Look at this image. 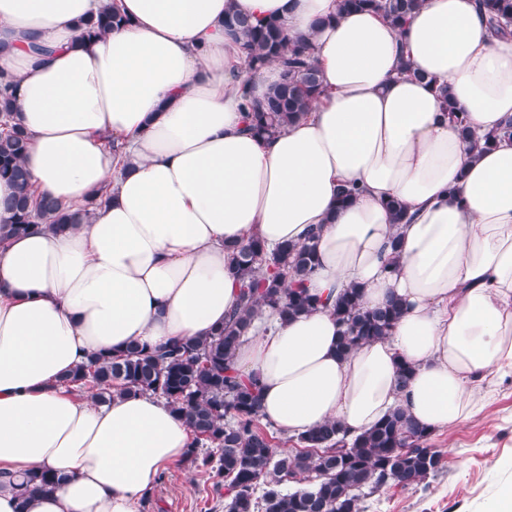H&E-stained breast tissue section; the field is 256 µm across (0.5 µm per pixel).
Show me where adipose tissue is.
I'll return each instance as SVG.
<instances>
[{
  "label": "adipose tissue",
  "instance_id": "ef3b65f1",
  "mask_svg": "<svg viewBox=\"0 0 512 512\" xmlns=\"http://www.w3.org/2000/svg\"><path fill=\"white\" fill-rule=\"evenodd\" d=\"M113 1L126 24L78 40ZM339 3L0 0V76L33 188L87 212L0 244V512H138L191 430L163 399L100 403L67 377L132 342L208 336L238 303L233 247L253 237L317 238L320 307L273 319L235 356L283 432L336 420L354 437L396 409L449 431L477 414L488 376H512V140L470 148L446 109L478 139L512 117V38L489 33L478 0H424L399 30ZM229 10L279 18L320 67L307 115L264 137L240 90L263 98L282 71L247 76ZM344 182L361 192L341 209ZM353 285L365 307L394 294L403 312L342 357L332 306ZM34 470L59 484L22 495Z\"/></svg>",
  "mask_w": 512,
  "mask_h": 512
}]
</instances>
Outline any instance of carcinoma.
I'll use <instances>...</instances> for the list:
<instances>
[{"label": "carcinoma", "instance_id": "cac0c4a2", "mask_svg": "<svg viewBox=\"0 0 512 512\" xmlns=\"http://www.w3.org/2000/svg\"><path fill=\"white\" fill-rule=\"evenodd\" d=\"M488 31L512 34V0H479ZM422 0H340L346 12L371 11L399 28ZM122 22L114 8L84 19L79 37L92 39ZM224 29L243 40L247 69L257 73L272 62L282 68V81L262 99L243 91L242 109L250 130L275 132L309 111L321 91L320 71L304 39L290 40L281 21L254 22L238 13L224 15ZM14 86L0 82V116L9 118ZM448 112L463 140L471 141L464 113L448 103ZM26 134L12 123L0 127V179L15 193L0 205L8 214L0 223V240L36 232L42 227L63 231L84 222L82 210L70 211L47 195H37L24 165ZM236 274L241 304L224 326L211 335L175 341L161 349L132 344L123 351L95 355L77 367L69 382L96 390L100 402L125 393L161 397L193 432L186 462L208 472L213 491L224 496L225 512H361V494L385 486L415 488L439 471L442 453L431 446L432 433L413 425L396 411L348 442L336 421L325 422L297 437L306 451L276 454L262 428L257 379L244 380L234 367L235 353L265 311L287 321L316 309L307 282L317 262L315 236L284 244L268 253L251 239L237 249ZM403 310L391 297L366 309L362 288L346 289L336 301L337 351L346 356L359 345L391 334ZM46 471L29 475L23 493L54 487ZM299 487L282 489L284 482Z\"/></svg>", "mask_w": 512, "mask_h": 512}]
</instances>
